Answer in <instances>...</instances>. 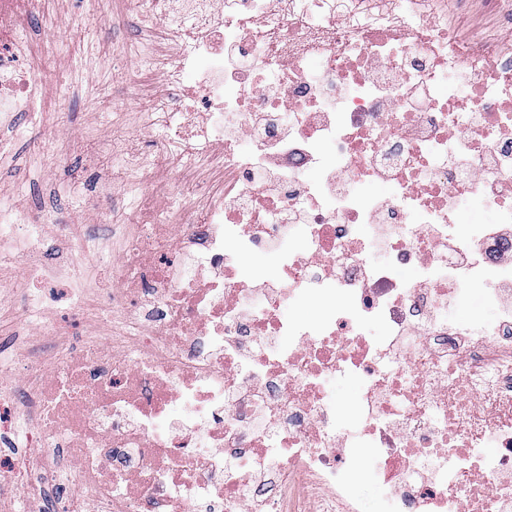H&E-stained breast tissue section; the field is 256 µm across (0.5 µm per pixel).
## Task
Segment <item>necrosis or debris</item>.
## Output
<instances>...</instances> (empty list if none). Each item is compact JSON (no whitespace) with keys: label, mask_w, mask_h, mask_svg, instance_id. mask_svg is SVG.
Returning a JSON list of instances; mask_svg holds the SVG:
<instances>
[{"label":"necrosis or debris","mask_w":512,"mask_h":512,"mask_svg":"<svg viewBox=\"0 0 512 512\" xmlns=\"http://www.w3.org/2000/svg\"><path fill=\"white\" fill-rule=\"evenodd\" d=\"M168 2L177 53L136 54L165 81L144 107L165 147L102 150L190 183L197 210L160 224L145 194L132 223L67 226L62 278L98 232L119 243L106 298L75 302L110 327L32 329L0 364V442L28 425L0 490L21 512H253L247 485L264 512H365V449L386 512H512V37H449L447 0ZM26 48L0 0V115L38 95ZM40 232L0 207V237L30 243L5 276L36 277ZM473 288L495 323L449 317ZM300 297L322 316L288 314ZM338 377L362 384L346 415Z\"/></svg>","instance_id":"1"}]
</instances>
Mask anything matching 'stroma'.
I'll use <instances>...</instances> for the list:
<instances>
[{
  "instance_id": "35a3bbf8",
  "label": "stroma",
  "mask_w": 512,
  "mask_h": 512,
  "mask_svg": "<svg viewBox=\"0 0 512 512\" xmlns=\"http://www.w3.org/2000/svg\"><path fill=\"white\" fill-rule=\"evenodd\" d=\"M33 35L31 68L44 84L34 111L16 115L8 128L11 149L0 156V200L20 222L43 224L55 235L62 224H111L117 216L101 189L112 176L102 142H133L157 153L162 140L140 124L142 97L163 84L118 45L136 41L145 28L162 25L144 14L133 20L124 0H16ZM448 20L457 36L495 40L512 23L485 12L479 0H449ZM35 284L0 290V358L19 348L28 321L51 326L56 305L28 313L25 302Z\"/></svg>"
}]
</instances>
